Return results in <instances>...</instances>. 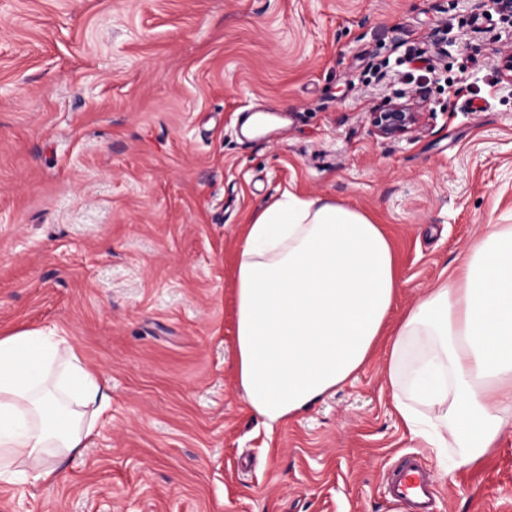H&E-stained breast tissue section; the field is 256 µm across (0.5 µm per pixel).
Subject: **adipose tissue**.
Wrapping results in <instances>:
<instances>
[{
    "label": "adipose tissue",
    "mask_w": 512,
    "mask_h": 512,
    "mask_svg": "<svg viewBox=\"0 0 512 512\" xmlns=\"http://www.w3.org/2000/svg\"><path fill=\"white\" fill-rule=\"evenodd\" d=\"M399 281L361 211L285 193L248 227L236 271V377L268 429L354 379L388 340L394 406L415 438L478 462L512 418V225L497 224L385 335ZM109 405L57 329L0 337V479L45 480Z\"/></svg>",
    "instance_id": "obj_1"
}]
</instances>
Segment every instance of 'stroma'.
I'll use <instances>...</instances> for the list:
<instances>
[{"instance_id":"stroma-1","label":"stroma","mask_w":512,"mask_h":512,"mask_svg":"<svg viewBox=\"0 0 512 512\" xmlns=\"http://www.w3.org/2000/svg\"><path fill=\"white\" fill-rule=\"evenodd\" d=\"M508 55L512 24L470 0H0V336L57 327L110 396L55 481L0 479V512H390L407 455L436 512H512V421L450 467L463 448L400 420L385 347L272 431L234 377L237 258L284 192L381 225L394 323L512 225ZM400 91L423 128L379 137ZM257 106L290 121L246 144Z\"/></svg>"}]
</instances>
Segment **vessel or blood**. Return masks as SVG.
<instances>
[{
	"label": "vessel or blood",
	"mask_w": 512,
	"mask_h": 512,
	"mask_svg": "<svg viewBox=\"0 0 512 512\" xmlns=\"http://www.w3.org/2000/svg\"><path fill=\"white\" fill-rule=\"evenodd\" d=\"M386 476L389 497L401 512H434L432 477L419 460L404 458Z\"/></svg>",
	"instance_id": "obj_1"
}]
</instances>
